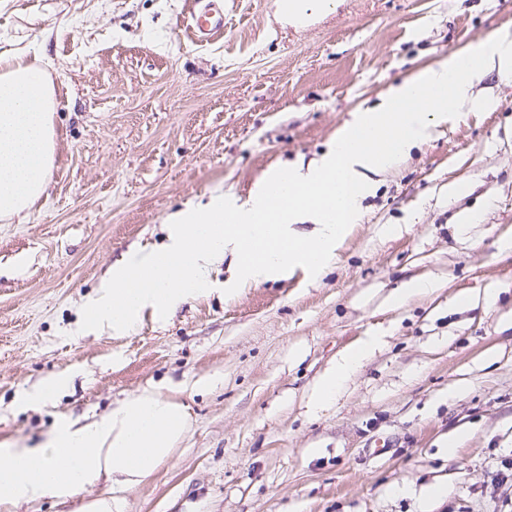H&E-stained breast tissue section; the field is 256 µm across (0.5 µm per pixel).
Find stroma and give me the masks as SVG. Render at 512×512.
<instances>
[{
    "instance_id": "1",
    "label": "stroma",
    "mask_w": 512,
    "mask_h": 512,
    "mask_svg": "<svg viewBox=\"0 0 512 512\" xmlns=\"http://www.w3.org/2000/svg\"><path fill=\"white\" fill-rule=\"evenodd\" d=\"M189 8L0 0V55L49 66L58 88L49 193L0 219V444L37 447L155 389L187 406L189 431L124 512H420L433 485L447 493L431 512H512V79L488 73L474 93L495 109L375 175L320 277L298 268L227 298L224 261L212 292L128 336L80 319L171 214L318 159L391 85L512 29V0H340L300 24L274 0H224V32L202 44ZM410 280L435 287L394 304ZM371 336L313 408L320 377ZM59 375L53 401L20 404Z\"/></svg>"
}]
</instances>
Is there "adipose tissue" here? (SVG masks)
I'll return each instance as SVG.
<instances>
[{
    "label": "adipose tissue",
    "instance_id": "adipose-tissue-1",
    "mask_svg": "<svg viewBox=\"0 0 512 512\" xmlns=\"http://www.w3.org/2000/svg\"><path fill=\"white\" fill-rule=\"evenodd\" d=\"M492 70L512 77L510 29L391 86L380 104L356 112L318 160L272 170L247 200L218 194L175 213L165 243L131 252L113 266L83 310L85 324L126 336L145 314L159 315L210 291V271L226 258L236 290L287 278L299 267L321 272L358 222L372 174L394 166L472 103L475 83ZM55 107V88L44 72L23 58L0 56L2 219L26 218L47 191ZM311 214L317 227L300 235L295 223ZM373 347L369 341L344 353L320 378L318 403L335 397ZM188 429L182 403L145 389L91 423L60 422L39 447L0 448V512L46 496L66 501L106 477L111 493L87 501L82 512H123L124 492L168 462Z\"/></svg>",
    "mask_w": 512,
    "mask_h": 512
}]
</instances>
